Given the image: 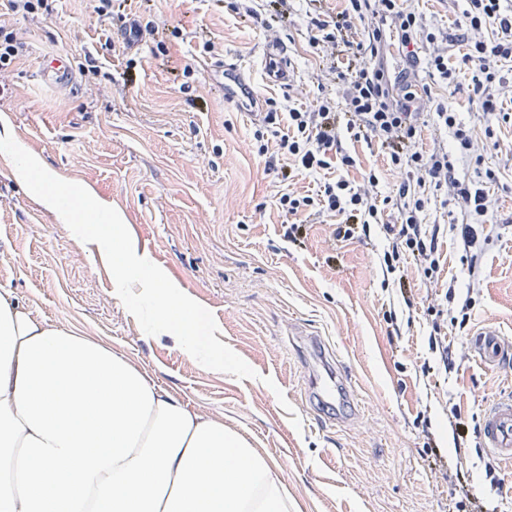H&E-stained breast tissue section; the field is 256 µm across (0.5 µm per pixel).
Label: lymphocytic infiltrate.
Segmentation results:
<instances>
[{"mask_svg": "<svg viewBox=\"0 0 512 512\" xmlns=\"http://www.w3.org/2000/svg\"><path fill=\"white\" fill-rule=\"evenodd\" d=\"M503 0H466L465 8L453 21L458 36L427 28L421 15L405 11L402 0H346L345 7L328 18H311L312 30L320 42L330 44L335 55L330 69L341 88L340 101L322 97L317 109L289 108L265 116L267 127L287 125L278 146L293 157L298 167L315 172L330 169L333 162L354 166L355 158L342 148V134L351 139L377 142L392 166L406 177L389 193L381 195L379 179L369 174L362 185L343 179L323 183L316 195L296 197L281 194L278 203L288 215L316 207L335 217L334 239H366L371 227L380 223L386 205L396 207L400 221L384 226L392 244L384 254L386 273H394L401 258L415 262L425 279H434L439 269L441 227L427 223L430 192L443 191L463 214L457 225V239L471 284H479L481 259L488 240L485 221L496 219L489 184L498 179L495 170L474 160V175L458 178L454 155L468 154L471 130L457 112L437 103L432 116H424L422 103L431 98V87L416 78L418 65H425L430 77L448 87L466 86L469 97L485 116L505 123L512 113L504 108L506 78L503 71L512 65V13ZM396 38L404 66L390 72L384 58L389 38ZM425 41L430 51L419 58L415 46ZM460 47L458 57H450L451 47ZM448 131L451 149L431 151L419 144L426 120ZM455 288H448L443 301L429 303L431 319L429 348L439 355L444 370L455 367L445 331L444 301L454 300Z\"/></svg>", "mask_w": 512, "mask_h": 512, "instance_id": "lymphocytic-infiltrate-1", "label": "lymphocytic infiltrate"}]
</instances>
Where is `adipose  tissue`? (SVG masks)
<instances>
[{
	"label": "adipose tissue",
	"mask_w": 512,
	"mask_h": 512,
	"mask_svg": "<svg viewBox=\"0 0 512 512\" xmlns=\"http://www.w3.org/2000/svg\"><path fill=\"white\" fill-rule=\"evenodd\" d=\"M296 510L222 420L0 293V512Z\"/></svg>",
	"instance_id": "obj_1"
}]
</instances>
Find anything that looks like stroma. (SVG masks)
<instances>
[{
  "instance_id": "stroma-1",
  "label": "stroma",
  "mask_w": 512,
  "mask_h": 512,
  "mask_svg": "<svg viewBox=\"0 0 512 512\" xmlns=\"http://www.w3.org/2000/svg\"><path fill=\"white\" fill-rule=\"evenodd\" d=\"M98 0H54L51 15H20L0 6V28L24 37L0 87V138L12 135L54 176L84 186L115 208L137 251L185 294L212 312L216 337L257 373L237 379L201 368L174 335L145 334L119 297L103 254L62 225L61 216L31 194L0 155V292L35 317L63 324L134 361L184 404L211 412L278 466L301 512H512V465L493 461L480 434L455 439L452 414L479 425L488 405L512 396V367L484 365L472 352L479 329L512 339V124L495 126L497 145L467 91L432 85L472 128L476 149L499 180L490 188L504 223L492 226L478 288H469L455 232L440 240L437 287L412 260L398 273L418 297L445 293L456 279L458 299L475 305L465 329L448 343L464 358L444 374L428 348L430 323L401 311L395 284L384 281L390 240L372 225L367 240H334L329 217L296 215L299 244L283 236L286 216L274 197L272 173L258 154L259 122L224 98L212 63L236 55L261 111L308 107L328 83L322 47L313 45L310 17L333 14L341 0H294L280 38L288 46L291 81L269 82L262 65L266 33L245 17L244 0H114L100 19ZM138 18V49L118 29ZM98 60L92 83L82 76L86 54ZM66 57L75 80L69 96L41 85L43 62ZM356 164L318 172L295 169L299 196L340 178L361 184L376 173L382 192L402 179L378 144L343 139ZM396 312L400 335L390 333ZM319 336L359 394L358 405L307 395L310 367L294 342ZM271 384H264V377ZM286 397L289 409L278 399ZM302 426L294 428L292 415ZM442 450L428 457L429 442ZM494 474H487V466ZM465 477L468 494L458 491Z\"/></svg>"
}]
</instances>
